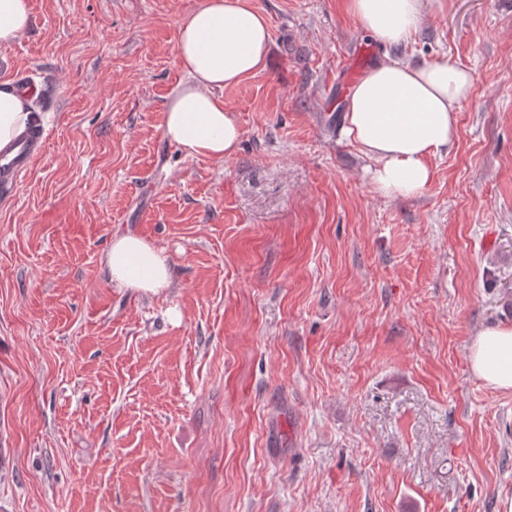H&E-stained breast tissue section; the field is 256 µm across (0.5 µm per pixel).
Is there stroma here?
I'll list each match as a JSON object with an SVG mask.
<instances>
[{
	"label": "stroma",
	"mask_w": 512,
	"mask_h": 512,
	"mask_svg": "<svg viewBox=\"0 0 512 512\" xmlns=\"http://www.w3.org/2000/svg\"><path fill=\"white\" fill-rule=\"evenodd\" d=\"M199 0H31L0 78L48 132L0 201V512H502L512 390L470 370L512 323V0H443L405 53L473 77L448 154L386 198L341 134L386 52L341 0H251L265 69L224 89L221 161L162 130ZM132 232L172 281L115 288Z\"/></svg>",
	"instance_id": "obj_1"
}]
</instances>
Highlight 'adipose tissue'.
Segmentation results:
<instances>
[{
	"label": "adipose tissue",
	"instance_id": "ef3b65f1",
	"mask_svg": "<svg viewBox=\"0 0 512 512\" xmlns=\"http://www.w3.org/2000/svg\"><path fill=\"white\" fill-rule=\"evenodd\" d=\"M345 6L384 47L397 49L417 35L430 0H346ZM270 42L269 21L249 0H201L181 18L176 62L188 80L170 95L162 128L186 156L221 161L236 152L241 126L221 92L264 68ZM471 88L470 72L455 62L390 57L351 86L343 133L371 162L380 193L410 198L431 184L430 161L454 145L458 108ZM31 105L29 92L12 79L0 80V149L29 130ZM103 267L119 288L155 293L171 281L163 251L130 233L113 236ZM468 360L488 386L512 389V325L479 331Z\"/></svg>",
	"mask_w": 512,
	"mask_h": 512
}]
</instances>
